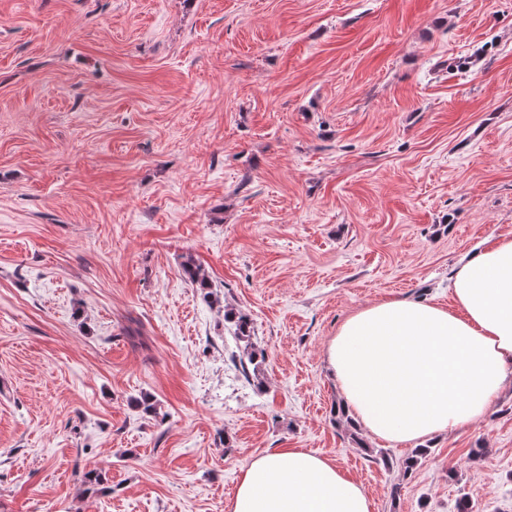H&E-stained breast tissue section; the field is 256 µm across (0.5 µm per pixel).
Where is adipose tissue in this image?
<instances>
[{"instance_id":"ef3b65f1","label":"adipose tissue","mask_w":512,"mask_h":512,"mask_svg":"<svg viewBox=\"0 0 512 512\" xmlns=\"http://www.w3.org/2000/svg\"><path fill=\"white\" fill-rule=\"evenodd\" d=\"M454 309L384 300L347 318L325 360L346 413L394 443L476 422L512 375V237L470 252L452 273ZM364 488L299 448L250 458L232 512H372Z\"/></svg>"}]
</instances>
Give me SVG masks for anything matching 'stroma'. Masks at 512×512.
<instances>
[{
  "label": "stroma",
  "instance_id": "1",
  "mask_svg": "<svg viewBox=\"0 0 512 512\" xmlns=\"http://www.w3.org/2000/svg\"><path fill=\"white\" fill-rule=\"evenodd\" d=\"M509 234L512 0H0V512H231L288 448L373 512H512V382L418 457L324 358ZM182 276L192 288H197L201 292L204 301L210 304L218 302V297L210 289L211 284L207 273L190 256L182 263ZM224 319H228L233 323L235 337L244 343V355L247 363L253 366V373L257 377L259 375L260 367L265 363L266 354L263 349L255 347L252 342V320L251 318L242 313L234 312L233 310L225 311Z\"/></svg>",
  "mask_w": 512,
  "mask_h": 512
}]
</instances>
